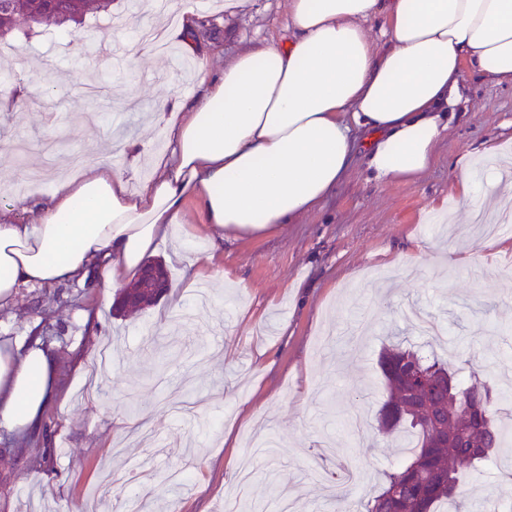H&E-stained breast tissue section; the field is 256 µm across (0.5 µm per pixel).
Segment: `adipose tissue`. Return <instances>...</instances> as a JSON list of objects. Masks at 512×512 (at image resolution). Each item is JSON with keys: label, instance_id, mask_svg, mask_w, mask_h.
Segmentation results:
<instances>
[{"label": "adipose tissue", "instance_id": "ef3b65f1", "mask_svg": "<svg viewBox=\"0 0 512 512\" xmlns=\"http://www.w3.org/2000/svg\"><path fill=\"white\" fill-rule=\"evenodd\" d=\"M383 18L385 41L364 25ZM292 34L203 71L194 101L163 99L170 153L130 189L92 160L30 220L0 201V309L21 290L87 283L122 289L177 224L212 248L295 223L363 162L380 183L415 181L462 101L460 74L512 83V0H288ZM57 359L37 339H0V431L34 432L56 395Z\"/></svg>", "mask_w": 512, "mask_h": 512}]
</instances>
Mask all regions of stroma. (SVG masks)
Listing matches in <instances>:
<instances>
[{
	"label": "stroma",
	"instance_id": "obj_1",
	"mask_svg": "<svg viewBox=\"0 0 512 512\" xmlns=\"http://www.w3.org/2000/svg\"><path fill=\"white\" fill-rule=\"evenodd\" d=\"M112 0L81 24L17 27L1 43L0 88L41 62L52 91L0 108V185L34 174L52 192L73 157L120 172L152 173L162 129L145 109L171 84L197 83L185 56L130 68L123 45L155 13ZM288 0H253L195 42L211 69L256 43L288 37ZM468 108L439 144L421 180L376 183L352 169L298 223L229 238L212 265L224 284H189L188 263L209 245L194 224L159 245L169 296L122 316L104 289L22 291L0 314V336H39L57 356L60 397L41 432L0 434V512H221L225 497L274 512L289 490L300 512H333L336 479L357 465L374 496L403 455L377 430L384 399L378 355L391 337L429 348L501 386L512 357V234H479L459 219L454 174L486 147L512 162V84L463 67ZM418 255L410 272L392 267ZM465 512H492L512 497V445L462 471Z\"/></svg>",
	"mask_w": 512,
	"mask_h": 512
}]
</instances>
